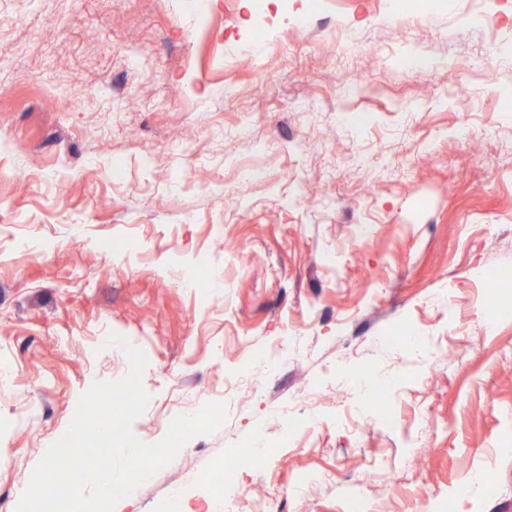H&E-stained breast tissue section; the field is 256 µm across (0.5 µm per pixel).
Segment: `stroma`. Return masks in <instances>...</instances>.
<instances>
[{
  "label": "stroma",
  "mask_w": 512,
  "mask_h": 512,
  "mask_svg": "<svg viewBox=\"0 0 512 512\" xmlns=\"http://www.w3.org/2000/svg\"><path fill=\"white\" fill-rule=\"evenodd\" d=\"M499 272L512 0H0V512L130 372L111 333L140 440L227 406L114 512H224L221 460L243 512H512Z\"/></svg>",
  "instance_id": "stroma-1"
}]
</instances>
